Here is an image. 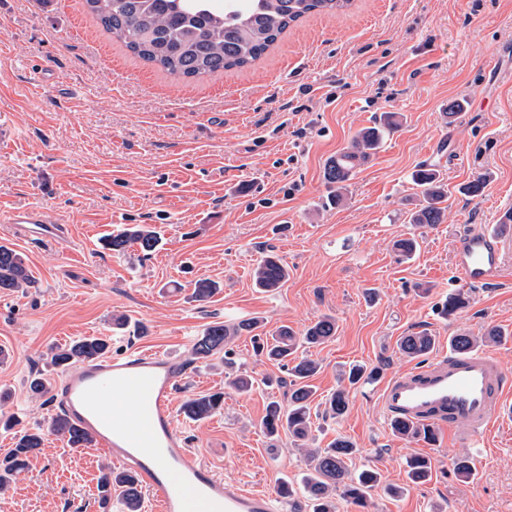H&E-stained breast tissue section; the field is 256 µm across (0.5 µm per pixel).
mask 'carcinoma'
<instances>
[{
    "label": "carcinoma",
    "mask_w": 512,
    "mask_h": 512,
    "mask_svg": "<svg viewBox=\"0 0 512 512\" xmlns=\"http://www.w3.org/2000/svg\"><path fill=\"white\" fill-rule=\"evenodd\" d=\"M351 0H253L245 11L232 0H86L90 12L103 29L120 40L137 57L157 65L162 70L186 79L216 72L243 68L259 59L274 45L288 28L301 19L329 11H341ZM401 125V116L385 112L373 125L360 129L348 145L325 165L324 180L333 188L332 203L339 205L346 199L349 181L381 147L384 139ZM413 185L420 189L418 203L409 213V223L433 227L444 222L448 210V187L436 165L423 163L412 174ZM159 238L151 228L143 225L126 227L105 239L106 247L118 254L133 244L148 255L158 246ZM288 269L282 259L266 255L254 270L256 288L273 291L282 286ZM32 283V275L23 257L16 250L0 245V292L17 293ZM219 284L211 280L196 282L195 301L204 304L218 292ZM466 293L458 290L448 295L442 305L445 317L466 307ZM256 318L242 319L231 325L212 322L196 338L192 347L194 360L207 361L221 354L234 336H253L258 353L288 370L292 377L288 409L272 402L261 422L265 434L275 436L286 430L296 440L308 438L312 425V402L316 393L311 384L319 372V362L298 355L300 348L322 345L336 335L335 319L324 316L309 326L301 336L283 325L263 339ZM503 334L492 328L481 336L459 333L449 343L456 351H468L478 346L495 345ZM110 336H85L50 348L52 365L64 370L86 358L103 355L111 348ZM435 346V337L421 331L403 336L399 342L401 354L411 360L429 354ZM375 370L353 365L343 373V379L354 386L373 378ZM52 388L50 378L35 374L27 381L28 393L43 398ZM224 407V392L198 394L183 404L184 415L199 421L211 417ZM349 408V392L340 388L326 400L325 412L332 417L343 416ZM395 435L416 439L430 438L427 431H419L405 422L392 424ZM50 431L64 437L73 449L86 448L93 443L67 419L56 416ZM43 429L16 430L14 447L0 457V489L23 473L30 458L42 448ZM355 445L344 437L333 440L326 448L308 451V469L303 476L302 490L312 503V512H335L334 499L339 495L359 506H365L370 493L380 484V475L374 469L351 473L348 462L356 453ZM430 461L413 457L406 461V476L410 483L424 482L430 473ZM453 470L459 480L467 482L475 474L469 456L453 461ZM118 498L124 512H141L143 491L135 476L125 471L107 469L99 481V502L106 508L112 493Z\"/></svg>",
    "instance_id": "cac0c4a2"
}]
</instances>
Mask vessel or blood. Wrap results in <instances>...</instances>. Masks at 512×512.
<instances>
[{"instance_id": "obj_1", "label": "vessel or blood", "mask_w": 512, "mask_h": 512, "mask_svg": "<svg viewBox=\"0 0 512 512\" xmlns=\"http://www.w3.org/2000/svg\"><path fill=\"white\" fill-rule=\"evenodd\" d=\"M0 222L27 238L66 242L62 226L34 211L1 210ZM504 264L501 233L473 228L457 237L453 265L464 284L496 283ZM188 371L183 359L153 348L96 356L61 375L51 405L140 481L152 512H285L284 495L226 481L190 452L173 407ZM511 395L512 377L491 353L477 349L440 351L389 376L380 389L389 420L432 431L462 425L473 437L492 427Z\"/></svg>"}]
</instances>
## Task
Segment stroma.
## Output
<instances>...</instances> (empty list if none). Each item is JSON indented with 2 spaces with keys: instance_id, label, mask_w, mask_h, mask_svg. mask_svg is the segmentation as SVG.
<instances>
[{
  "instance_id": "35a3bbf8",
  "label": "stroma",
  "mask_w": 512,
  "mask_h": 512,
  "mask_svg": "<svg viewBox=\"0 0 512 512\" xmlns=\"http://www.w3.org/2000/svg\"><path fill=\"white\" fill-rule=\"evenodd\" d=\"M452 99L465 107L450 119ZM384 112L400 113V127L351 181L346 205H328L327 160ZM426 162L448 185V211L444 223L416 227L411 174ZM477 176L482 195H462ZM0 207L68 228L61 247L13 238L0 223V245L20 252L35 280L26 293H0V347L10 353L0 390L24 427L51 418L49 402L27 391L34 373L59 378L51 346L108 336L116 352L145 345L187 358L214 321L256 317L265 330L301 334L330 315L335 337L309 352L321 370L307 445L262 432L269 402L287 404L290 378L243 335L192 363L174 398L180 408L190 395L224 393L207 420L176 413L190 451L227 481L273 490L300 483L304 447L343 436L358 449L351 470L376 468L381 481L367 507L339 498L335 512H512V422L479 440L462 426L432 444L403 439L379 395L381 379L412 367L398 341L418 331L442 350L450 336L499 328L505 337L490 351L512 374V232L503 278L467 289L470 305L456 316L440 313L463 288L457 236L512 210V0H352L345 13L292 25L250 66L193 80L133 56L85 0H0ZM134 224L158 231L154 253L104 248ZM410 235L420 249L404 260L393 243ZM268 254L288 267L272 293L252 281ZM199 279L222 286L203 305L191 299ZM121 314L124 330L112 326ZM352 364L378 368V381L352 386L342 417L325 414ZM239 372L258 385L229 388ZM463 454L475 466L468 482L453 474ZM415 455L432 467L418 485L405 472ZM110 462L97 446L73 450L48 433L28 471L0 491V512H101L97 481ZM390 485L403 494L390 497Z\"/></svg>"
}]
</instances>
